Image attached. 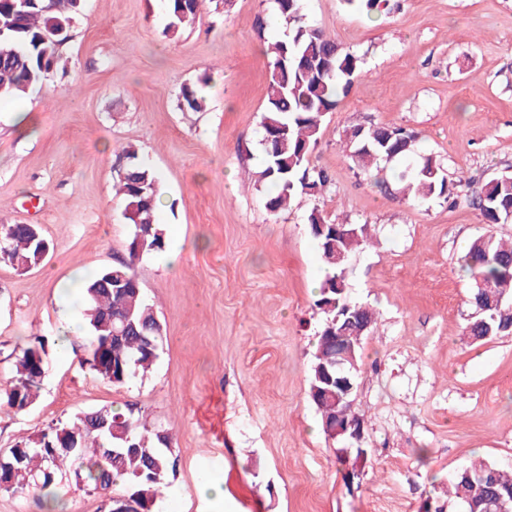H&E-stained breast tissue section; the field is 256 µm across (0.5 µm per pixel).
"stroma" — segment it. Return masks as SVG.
<instances>
[{"mask_svg": "<svg viewBox=\"0 0 512 512\" xmlns=\"http://www.w3.org/2000/svg\"><path fill=\"white\" fill-rule=\"evenodd\" d=\"M391 2L369 15L305 0L307 19L362 65L311 155L333 188L274 214L257 178L264 50L287 34L275 0H205L175 36L165 0H83L64 69L0 100V224L38 225L49 243L31 268L0 262V387L31 337H46L48 365L30 408L0 407V453L88 409L132 407L172 437L161 512H418L432 497L456 512L449 474L477 457L512 469V335L465 336L472 280L459 263L481 232L512 238V223L483 224L472 204L512 175V0ZM197 84L206 109L183 110L182 88ZM373 123L412 129L419 153L465 185L413 200L379 186L395 163L356 175L349 133ZM130 143L161 195L166 245L138 278L166 340L146 375L117 386L84 365L86 336L60 350L59 301L77 270L127 255L132 226L113 186ZM315 208L373 229L345 273L351 300L378 314L354 402L367 463L350 487L309 393L326 273ZM208 480L223 482V500L203 493Z\"/></svg>", "mask_w": 512, "mask_h": 512, "instance_id": "1", "label": "stroma"}]
</instances>
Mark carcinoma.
Returning a JSON list of instances; mask_svg holds the SVG:
<instances>
[{
    "instance_id": "carcinoma-1",
    "label": "carcinoma",
    "mask_w": 512,
    "mask_h": 512,
    "mask_svg": "<svg viewBox=\"0 0 512 512\" xmlns=\"http://www.w3.org/2000/svg\"><path fill=\"white\" fill-rule=\"evenodd\" d=\"M202 0H166L172 35L192 23ZM288 26L284 40L271 43L268 102L261 120L266 161L258 181L270 183L275 193L266 206L277 213L299 194L325 192L333 186V176L311 163L324 116L334 110L339 97L349 92L361 57L344 48L336 38L309 24L303 0H275ZM81 0H57L56 8H46L43 0H0V86L4 96L20 97L56 71L62 61V46L52 32L70 25ZM206 98L197 88L181 90L183 108L200 112ZM354 144L351 159L364 172L376 161L401 159L405 165L396 175L400 193L414 199L446 198L463 181L448 184L443 167L432 155L414 159L415 135L401 126L371 125L350 133ZM120 158L117 194L125 202L126 218L133 226L127 257L116 265L89 274L76 285L87 305L88 344L84 362L100 378L123 385L152 366L164 342L161 322L144 295L136 267L143 256L165 248L166 230L156 222L157 182L151 168L138 158L137 149L124 148ZM488 224L512 220V176L502 175L486 182L473 200ZM312 236L318 241L324 261L331 269L320 285L317 307L325 315L315 360L311 369L310 394L321 418L327 439H334L328 422L336 418V408L317 399L315 389L330 388L336 376V326L343 327L341 345L359 355L362 339L373 332L375 312L336 292L346 287L345 264H336L334 250L341 247L351 256L371 239L366 224L336 225L321 211L308 216ZM347 235L336 237V229ZM7 256L3 261L18 268L38 263L37 243L29 230L17 224H0ZM462 266L473 280L471 304L478 308L489 288L508 289L501 304L467 319L464 334L483 341L512 333V241L493 235L473 239ZM112 277V290L101 281ZM112 314V325L104 316ZM45 355V338L14 353V375L0 388V406L17 413L33 405L40 395L43 377L34 370L33 355ZM336 440V439H334ZM337 439L336 443H341ZM171 437L164 430L145 427L134 410L107 407L83 412L68 421H59L48 430L16 443L0 456V490L13 494H36L55 502L57 479L64 478L77 490L98 497L113 493L114 486L126 483L141 512H159L168 478L176 472ZM512 487V470L477 461L448 480V500L461 502L460 492L471 499L470 512H494L498 493Z\"/></svg>"
}]
</instances>
